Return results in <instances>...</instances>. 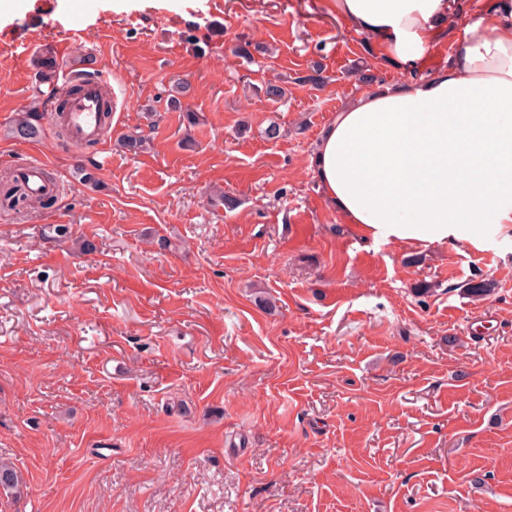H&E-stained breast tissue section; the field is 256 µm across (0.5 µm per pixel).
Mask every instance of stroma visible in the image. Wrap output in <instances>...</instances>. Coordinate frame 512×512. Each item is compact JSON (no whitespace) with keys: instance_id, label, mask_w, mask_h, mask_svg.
<instances>
[{"instance_id":"stroma-1","label":"stroma","mask_w":512,"mask_h":512,"mask_svg":"<svg viewBox=\"0 0 512 512\" xmlns=\"http://www.w3.org/2000/svg\"><path fill=\"white\" fill-rule=\"evenodd\" d=\"M47 47L111 84L96 144L9 136L34 98L54 106ZM371 49L327 0L0 10V173L35 156L59 183L0 213V459L20 479L0 512H512V232L377 246L311 176L363 90L352 68L402 77ZM315 64L324 86L302 81ZM131 133L149 149L123 152ZM49 224L96 252L41 240ZM36 67L39 84L52 85V90L57 91L55 86L57 85L59 63L56 56L46 49L37 56Z\"/></svg>"}]
</instances>
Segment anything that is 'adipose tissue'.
Returning <instances> with one entry per match:
<instances>
[{"label":"adipose tissue","mask_w":512,"mask_h":512,"mask_svg":"<svg viewBox=\"0 0 512 512\" xmlns=\"http://www.w3.org/2000/svg\"><path fill=\"white\" fill-rule=\"evenodd\" d=\"M403 80L352 97L315 142L329 207L378 245L466 242L512 229V0L456 16V0H331ZM455 21L445 67L419 77Z\"/></svg>","instance_id":"1"}]
</instances>
